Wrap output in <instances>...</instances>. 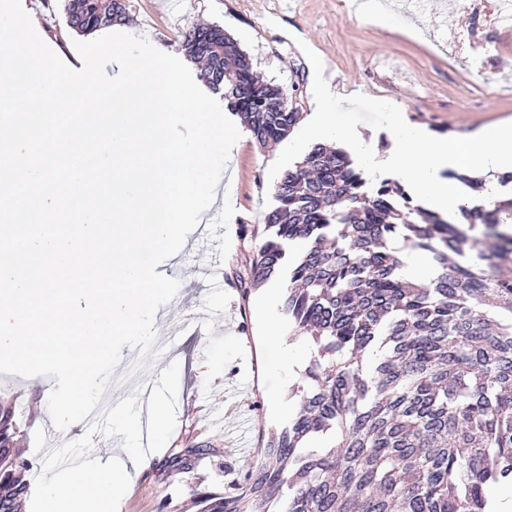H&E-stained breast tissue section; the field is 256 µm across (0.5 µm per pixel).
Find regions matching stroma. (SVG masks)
<instances>
[{
  "label": "stroma",
  "instance_id": "35a3bbf8",
  "mask_svg": "<svg viewBox=\"0 0 512 512\" xmlns=\"http://www.w3.org/2000/svg\"><path fill=\"white\" fill-rule=\"evenodd\" d=\"M40 35L57 45L65 62L79 68L64 0H28ZM126 33L141 35L157 49L177 54L180 35L192 23L221 25L253 58L264 79L285 87L296 111L315 107L317 84L335 96L338 124L353 132L362 151L354 159L368 185L380 183L375 156L392 144L390 116L439 134L461 136L480 125L512 117V31L497 33L498 0H424L412 9L403 0L389 7L386 25L352 12L349 0H129ZM490 56L482 76L466 62ZM306 147L286 139L258 147L242 132L219 184V201L200 229L187 237L176 260L157 270L178 279L175 298L155 323L159 357L145 370L159 385L154 398L165 415L162 430L141 438V464L118 512H195L193 490L227 492L252 472L269 432L288 423L299 407L298 387L315 347L297 335L270 299L267 287L243 295L240 277L265 236L264 217L272 187ZM217 267L218 277L202 272ZM300 348L292 370L279 368L282 351ZM114 374L103 403L118 402L138 415L142 389L128 377L130 348ZM55 378L0 374V399L15 403L23 431L22 451L32 467L28 502L59 483L68 468L54 462V448L82 453L90 461L112 455L123 434L111 421L88 420L56 433L46 445L51 419L47 401ZM204 445L209 456L190 469L170 466L171 449Z\"/></svg>",
  "mask_w": 512,
  "mask_h": 512
}]
</instances>
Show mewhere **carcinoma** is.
<instances>
[{"label": "carcinoma", "instance_id": "carcinoma-1", "mask_svg": "<svg viewBox=\"0 0 512 512\" xmlns=\"http://www.w3.org/2000/svg\"><path fill=\"white\" fill-rule=\"evenodd\" d=\"M65 11L83 35L130 21L126 0H65ZM178 50L258 146L299 123L284 87L260 80L219 26H187ZM272 197L244 295L280 283L284 314L317 355L255 470L232 495L193 491L197 512H490L489 486L512 483V236L469 255L464 245L475 226L512 219V199L462 207L464 230L388 179L366 189L349 153L325 145L284 171ZM395 240L435 275L403 279ZM19 433L15 407L0 403V512L29 493ZM207 455L175 448L170 462L189 469Z\"/></svg>", "mask_w": 512, "mask_h": 512}]
</instances>
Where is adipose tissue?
I'll use <instances>...</instances> for the list:
<instances>
[{"mask_svg": "<svg viewBox=\"0 0 512 512\" xmlns=\"http://www.w3.org/2000/svg\"><path fill=\"white\" fill-rule=\"evenodd\" d=\"M392 147L377 162L378 170L396 175L414 194L423 198L442 217H454L465 203L461 186L446 177L449 169L465 167L491 179L512 171V121L480 127L467 136L439 135L409 123L404 113L391 116ZM123 454L128 467H83L64 487L43 490L36 512H112V505L126 493L130 466L142 458L136 419L121 416Z\"/></svg>", "mask_w": 512, "mask_h": 512, "instance_id": "1", "label": "adipose tissue"}]
</instances>
